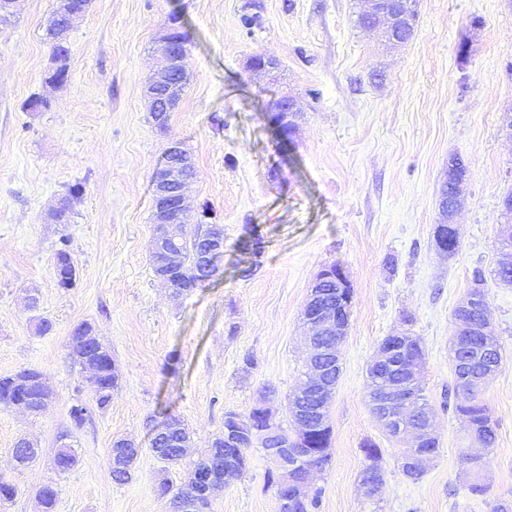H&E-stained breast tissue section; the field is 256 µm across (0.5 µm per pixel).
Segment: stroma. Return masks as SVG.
I'll list each match as a JSON object with an SVG mask.
<instances>
[{"label":"stroma","instance_id":"stroma-1","mask_svg":"<svg viewBox=\"0 0 512 512\" xmlns=\"http://www.w3.org/2000/svg\"><path fill=\"white\" fill-rule=\"evenodd\" d=\"M55 7L17 0L0 24V376L35 368L51 390L35 417L0 403V476L16 488L0 512H42L43 484L58 489L55 512H165L157 482L186 481L225 412L263 403L294 432L287 398L308 354L302 312L316 275L335 263L354 296L329 403L330 461L311 484L319 512H512V287L494 273L502 199L512 193V0H418L414 35L399 47L357 24L360 0H91L69 32L62 85L45 81ZM246 14L256 18L248 29ZM174 16L189 37L190 81L162 133L143 88ZM256 55L275 58L277 71L251 72ZM286 94L305 114L287 151L267 121ZM37 97L46 107L29 109ZM173 141L197 168L184 232L204 217L224 227L214 275L178 298L150 261L151 181ZM453 155L469 176L450 258L434 231ZM76 183L77 201L68 194ZM63 245L76 266L67 289L53 273ZM478 276L503 353L485 393L497 440L482 496L467 489L469 441L448 399L452 314ZM41 318L50 333L37 332ZM83 322L120 376L103 410L69 346ZM402 333L422 347L439 440L417 480L368 406L367 367L385 337ZM79 402L90 416L78 427L69 410ZM171 415L192 435L177 466L151 450ZM21 438L43 450L26 468L12 458ZM118 438L140 450L122 484L108 468ZM63 439L79 454L65 473L53 463ZM367 442L382 451L375 498L360 485ZM272 468L263 448H249L242 476L214 492L211 512H276Z\"/></svg>","mask_w":512,"mask_h":512}]
</instances>
